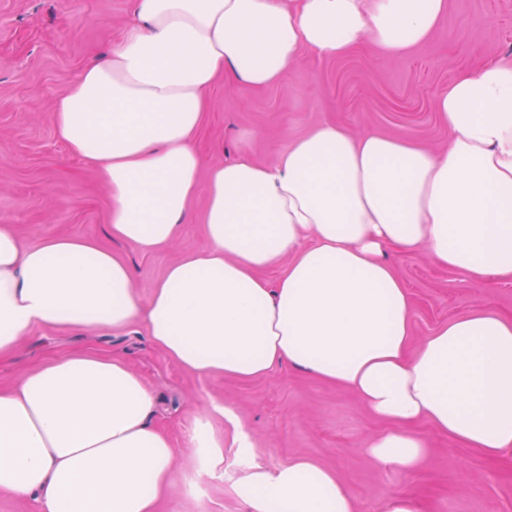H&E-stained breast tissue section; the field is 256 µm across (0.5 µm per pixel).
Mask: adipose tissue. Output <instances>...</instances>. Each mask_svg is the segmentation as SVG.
Returning <instances> with one entry per match:
<instances>
[{"label":"adipose tissue","mask_w":512,"mask_h":512,"mask_svg":"<svg viewBox=\"0 0 512 512\" xmlns=\"http://www.w3.org/2000/svg\"><path fill=\"white\" fill-rule=\"evenodd\" d=\"M448 0H135L111 52L54 103L57 136L93 170L113 239L170 244L206 194V245L148 300L96 241L27 245L0 225V355L34 328L142 323L186 370L241 381L280 365L354 391L386 428L366 448L406 471L438 432L512 456V315L460 316L412 343L413 302L391 251L427 250L474 284L512 280V61L461 71L436 98L448 147L432 152L326 122L273 161L203 170L197 138L217 78L260 89L307 55L427 41ZM207 180H200V173ZM282 268L276 286L266 269ZM155 399L113 355L52 359L0 389V491L38 512H156L178 456ZM249 512H357L353 490L309 457L238 486Z\"/></svg>","instance_id":"1"}]
</instances>
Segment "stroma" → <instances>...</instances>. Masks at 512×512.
<instances>
[{"label":"stroma","instance_id":"stroma-1","mask_svg":"<svg viewBox=\"0 0 512 512\" xmlns=\"http://www.w3.org/2000/svg\"><path fill=\"white\" fill-rule=\"evenodd\" d=\"M133 5L0 0V224L12 225L31 244L62 233L96 240L131 266L145 299L169 265L204 247L203 199L193 204L192 222L164 248L144 253L112 241L109 195L90 169L68 156L52 119L56 99L78 70L111 51ZM504 58L512 59V0H448L430 41L408 55L387 57L366 45L341 59L308 60L262 89L216 81L197 147L209 165L245 152L267 162L294 138L336 122L355 135L377 131L441 150L448 131L435 113L437 94L459 71ZM387 259L413 301L414 341L474 311L512 314V282H465L421 250ZM73 352L122 357L152 392L154 421L179 449L157 512H247L238 482L253 467L298 456L335 470L356 491L360 512H379L388 495L406 491L421 498L425 512H512L511 457L487 459L422 423L417 431L430 449L418 469L377 466L364 450L383 424L354 393L287 365L249 382L200 376L155 347L140 324L33 330L15 353L0 357V387ZM224 405L234 420L224 418ZM202 426L224 442L219 466L190 445ZM242 433L251 455L237 446Z\"/></svg>","mask_w":512,"mask_h":512}]
</instances>
